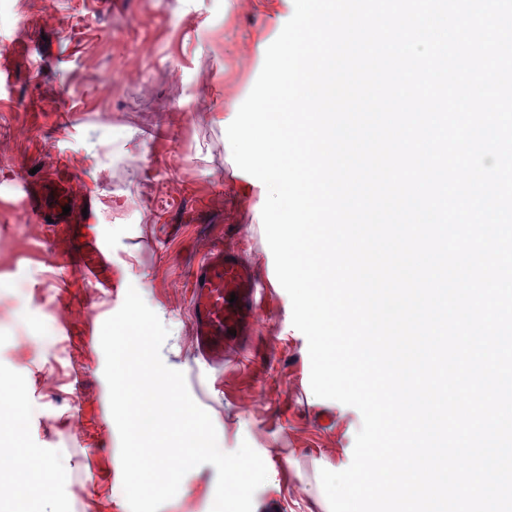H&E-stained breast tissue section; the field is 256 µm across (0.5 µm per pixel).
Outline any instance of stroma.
Listing matches in <instances>:
<instances>
[{
  "instance_id": "1",
  "label": "stroma",
  "mask_w": 512,
  "mask_h": 512,
  "mask_svg": "<svg viewBox=\"0 0 512 512\" xmlns=\"http://www.w3.org/2000/svg\"><path fill=\"white\" fill-rule=\"evenodd\" d=\"M293 13L292 0H0V54L14 74L0 90V418L24 423L0 457L16 443L63 461L40 512H129L100 338L131 287L168 328L162 359L184 373L220 449L245 441L262 457L253 512H326L319 464L350 466L362 416L311 390L265 198L239 192L222 126ZM34 155L68 162L78 192H92L111 289L90 288L47 225L26 216L16 182ZM204 224L232 225L225 248L267 289L251 345L228 353L220 375L198 359L188 317ZM216 483L212 465L190 470L160 512H211Z\"/></svg>"
}]
</instances>
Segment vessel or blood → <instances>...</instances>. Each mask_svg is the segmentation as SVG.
Masks as SVG:
<instances>
[{"label":"vessel or blood","mask_w":512,"mask_h":512,"mask_svg":"<svg viewBox=\"0 0 512 512\" xmlns=\"http://www.w3.org/2000/svg\"><path fill=\"white\" fill-rule=\"evenodd\" d=\"M74 172L63 162L40 168L20 183L28 214L48 221L52 235L67 238L72 257L83 264L88 280L97 288H111L112 261L92 224L82 211L72 209ZM208 250L189 280L192 329L198 355L220 368L231 349L250 338V317L258 303L259 280L254 268L242 264L224 247V227L206 225Z\"/></svg>","instance_id":"b4317fda"}]
</instances>
